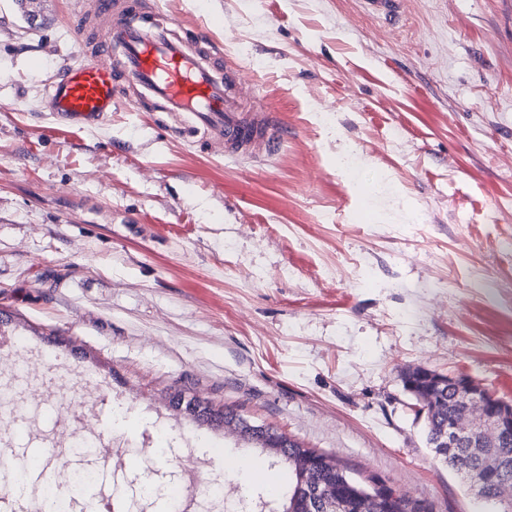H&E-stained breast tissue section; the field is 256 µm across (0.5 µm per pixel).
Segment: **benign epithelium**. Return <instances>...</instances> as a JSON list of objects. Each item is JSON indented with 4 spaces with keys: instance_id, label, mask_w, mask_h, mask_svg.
I'll use <instances>...</instances> for the list:
<instances>
[{
    "instance_id": "benign-epithelium-1",
    "label": "benign epithelium",
    "mask_w": 512,
    "mask_h": 512,
    "mask_svg": "<svg viewBox=\"0 0 512 512\" xmlns=\"http://www.w3.org/2000/svg\"><path fill=\"white\" fill-rule=\"evenodd\" d=\"M447 388L448 419L434 436V443L448 453H460L466 448H498L512 443V404L492 395L483 385L468 376L450 377L428 373L427 380L420 387L414 388L421 410L434 412L439 406L435 390ZM182 408V404H177ZM184 409V408H182ZM184 412L212 425L224 428L240 442L260 448H272L278 455L284 453L288 442L281 437V432L265 425H259L241 414H215L210 402L201 398L192 399V405ZM497 472L493 464L487 463L468 472L471 486L486 484ZM300 485L307 488L313 496L324 503L325 512H380V498L371 490L352 481L356 489L352 502L342 499L336 488L329 485V480L318 479L312 469L298 470Z\"/></svg>"
}]
</instances>
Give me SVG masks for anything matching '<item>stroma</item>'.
I'll list each match as a JSON object with an SVG mask.
<instances>
[{"instance_id": "obj_1", "label": "stroma", "mask_w": 512, "mask_h": 512, "mask_svg": "<svg viewBox=\"0 0 512 512\" xmlns=\"http://www.w3.org/2000/svg\"><path fill=\"white\" fill-rule=\"evenodd\" d=\"M206 36L288 137L225 155L122 104L62 125L45 88L96 0H0V403L128 512L261 490L201 396L378 479L421 512H494L439 460L403 383L425 366L512 403V0H146ZM356 157L355 167L341 163ZM25 340L17 350L16 340ZM165 429L167 453L145 451Z\"/></svg>"}]
</instances>
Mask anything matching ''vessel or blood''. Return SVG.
I'll list each match as a JSON object with an SVG mask.
<instances>
[{
  "label": "vessel or blood",
  "instance_id": "1",
  "mask_svg": "<svg viewBox=\"0 0 512 512\" xmlns=\"http://www.w3.org/2000/svg\"><path fill=\"white\" fill-rule=\"evenodd\" d=\"M107 21L92 47L64 63L47 88L51 115L63 124H99L114 104L183 113L186 131L223 143L225 153H272L281 127L272 111H246L214 47L179 38L142 0H98ZM62 453L45 449L27 472L31 489L57 474Z\"/></svg>",
  "mask_w": 512,
  "mask_h": 512
}]
</instances>
